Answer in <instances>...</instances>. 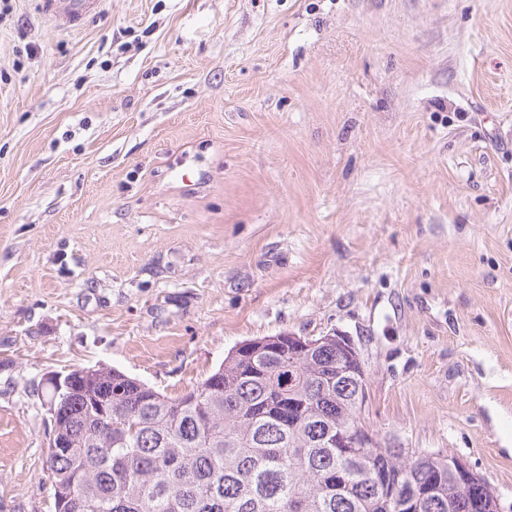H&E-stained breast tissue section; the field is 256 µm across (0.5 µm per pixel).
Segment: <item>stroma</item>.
Wrapping results in <instances>:
<instances>
[{"label":"stroma","instance_id":"stroma-1","mask_svg":"<svg viewBox=\"0 0 512 512\" xmlns=\"http://www.w3.org/2000/svg\"><path fill=\"white\" fill-rule=\"evenodd\" d=\"M336 332L512 512V0H0V512L53 510L48 373ZM39 12L67 29L76 28L94 12L99 0H37Z\"/></svg>","mask_w":512,"mask_h":512}]
</instances>
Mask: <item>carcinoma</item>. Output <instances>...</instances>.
Returning <instances> with one entry per match:
<instances>
[{
    "mask_svg": "<svg viewBox=\"0 0 512 512\" xmlns=\"http://www.w3.org/2000/svg\"><path fill=\"white\" fill-rule=\"evenodd\" d=\"M73 374L56 401L73 453L43 466L54 512L76 471L87 512H394L397 499L410 503L401 512H473L459 497L448 509L446 455L326 447L355 424L358 400L332 338L296 359L286 341L230 351L175 396L108 366L92 385ZM372 467L387 480H370ZM430 485L438 493L413 497Z\"/></svg>",
    "mask_w": 512,
    "mask_h": 512,
    "instance_id": "obj_1",
    "label": "carcinoma"
}]
</instances>
